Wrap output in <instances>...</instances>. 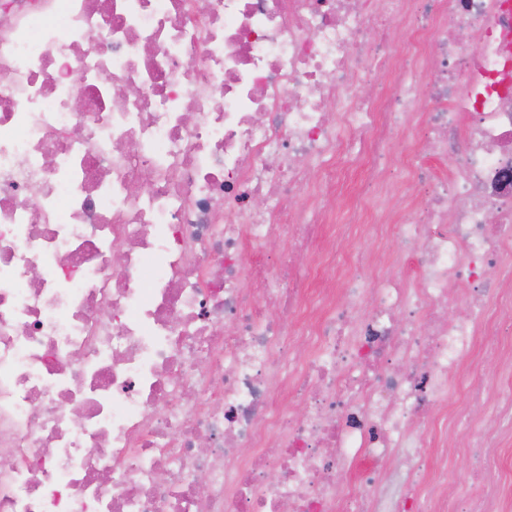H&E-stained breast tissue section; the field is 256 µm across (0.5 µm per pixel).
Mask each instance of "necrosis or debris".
<instances>
[{"label": "necrosis or debris", "mask_w": 512, "mask_h": 512, "mask_svg": "<svg viewBox=\"0 0 512 512\" xmlns=\"http://www.w3.org/2000/svg\"><path fill=\"white\" fill-rule=\"evenodd\" d=\"M492 291L512 0H0V512H379L426 443L393 512H512V389L448 402L472 347L512 371ZM343 245L351 252L359 253L364 256L365 262L371 266L369 272L370 281L374 280V276L379 274L386 266L388 260L379 249V243L371 231L359 233L355 237L344 242ZM448 402L453 404H461V405H469V415L470 418L479 422L483 419L485 415V411L487 409L488 404L480 401V402H470L467 382L462 384H458L457 381H453L450 389L448 390ZM448 473L451 474L448 491L461 494L469 484V466L465 457L448 458ZM407 489V474L405 465H396L390 469L384 480L382 495L384 503L397 498Z\"/></svg>", "instance_id": "necrosis-or-debris-1"}]
</instances>
